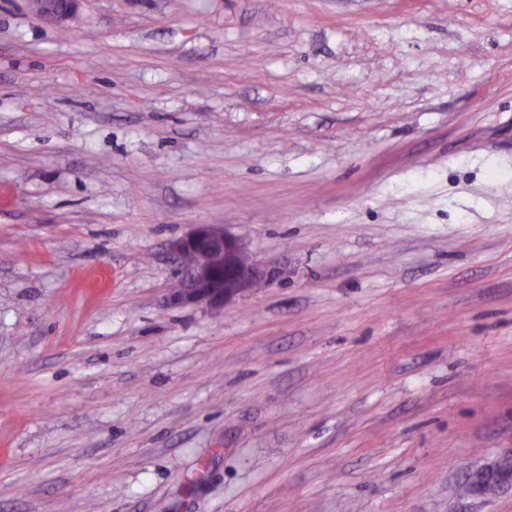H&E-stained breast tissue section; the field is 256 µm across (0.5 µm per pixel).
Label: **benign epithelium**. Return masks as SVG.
Instances as JSON below:
<instances>
[{
	"label": "benign epithelium",
	"mask_w": 512,
	"mask_h": 512,
	"mask_svg": "<svg viewBox=\"0 0 512 512\" xmlns=\"http://www.w3.org/2000/svg\"><path fill=\"white\" fill-rule=\"evenodd\" d=\"M79 4L80 0H31L39 20L59 26L77 13ZM170 248L183 259L195 258L185 268L186 284L170 294L177 305L222 308L257 284L280 277L278 268L250 260L245 242L221 224H198Z\"/></svg>",
	"instance_id": "1"
}]
</instances>
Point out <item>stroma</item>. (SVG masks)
Wrapping results in <instances>:
<instances>
[{
  "instance_id": "1",
  "label": "stroma",
  "mask_w": 512,
  "mask_h": 512,
  "mask_svg": "<svg viewBox=\"0 0 512 512\" xmlns=\"http://www.w3.org/2000/svg\"><path fill=\"white\" fill-rule=\"evenodd\" d=\"M0 0V512H512V0ZM274 284L174 305L173 241ZM81 0H31L34 15L41 21L64 25L79 9Z\"/></svg>"
}]
</instances>
